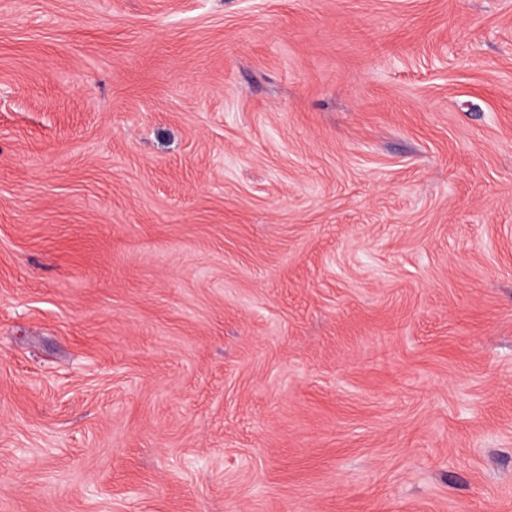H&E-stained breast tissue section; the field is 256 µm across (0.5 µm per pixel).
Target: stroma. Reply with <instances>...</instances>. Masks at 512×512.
<instances>
[{
  "mask_svg": "<svg viewBox=\"0 0 512 512\" xmlns=\"http://www.w3.org/2000/svg\"><path fill=\"white\" fill-rule=\"evenodd\" d=\"M0 512H512V0H0Z\"/></svg>",
  "mask_w": 512,
  "mask_h": 512,
  "instance_id": "1",
  "label": "stroma"
}]
</instances>
